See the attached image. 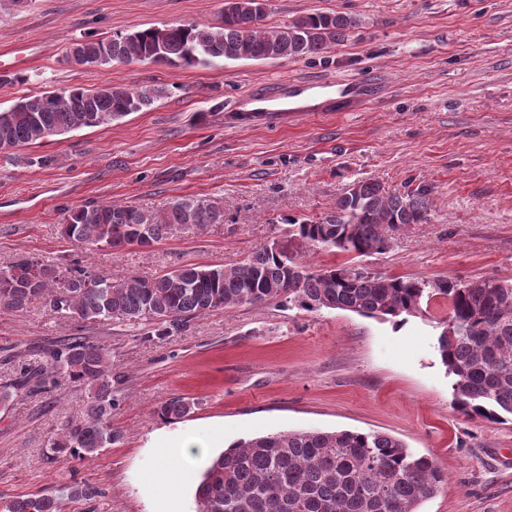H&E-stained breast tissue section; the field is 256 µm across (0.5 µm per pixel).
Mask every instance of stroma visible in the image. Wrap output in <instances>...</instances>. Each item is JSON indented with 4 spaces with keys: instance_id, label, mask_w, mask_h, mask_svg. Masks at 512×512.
I'll use <instances>...</instances> for the list:
<instances>
[{
    "instance_id": "obj_1",
    "label": "stroma",
    "mask_w": 512,
    "mask_h": 512,
    "mask_svg": "<svg viewBox=\"0 0 512 512\" xmlns=\"http://www.w3.org/2000/svg\"><path fill=\"white\" fill-rule=\"evenodd\" d=\"M224 0H0V54L28 58L0 107L63 87L163 86L145 112L22 147L47 167L0 158V267L17 256L69 266L79 260L120 281L188 264H235L291 234L290 219L336 209L354 181L425 188L430 220L393 232L367 264L390 276L512 283V0H269L265 25L306 12H342L355 26L311 58L194 67L69 64L86 36L152 26L217 25ZM377 83L358 112H302L271 122L235 120L249 89L277 80ZM182 196L220 204L224 221L172 227L149 247L96 254L60 233L68 208L130 202L161 212ZM448 305L433 300L403 324L283 304L238 306L161 338L124 322L92 325L34 306L0 316V388L21 364L69 336L107 347L115 366L112 428L98 455L61 461L48 437L80 418L87 389L60 378L49 392H18L0 407V498L98 486L91 504L63 512H158L152 480L187 469L175 512H196L195 486L212 457L238 440L279 431H377L402 440L448 474L421 512H512V422L463 415L437 349ZM193 399L169 421L154 410ZM192 446L177 453L183 440Z\"/></svg>"
}]
</instances>
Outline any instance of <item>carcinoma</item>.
<instances>
[{
  "mask_svg": "<svg viewBox=\"0 0 512 512\" xmlns=\"http://www.w3.org/2000/svg\"><path fill=\"white\" fill-rule=\"evenodd\" d=\"M218 26L164 25L84 39L70 54L79 65L116 62L206 65L215 59L263 60L318 56L343 40L355 19L342 12H313L284 27L262 24L260 0H229ZM167 90L106 84L69 87L23 97L0 109V152L12 164L48 166L51 156L22 157L13 149L83 128L99 127L150 108ZM427 191L389 190L359 180L336 202L334 214L293 220L301 245L338 249L367 257L385 252L391 232L404 224H426ZM224 222L217 203L196 197L173 200L163 212L131 203H94L68 210L62 236L90 252L134 244L133 231L146 225L151 246L173 224L201 228ZM350 232L349 245L336 238ZM449 304L452 335L438 337V351L453 376L456 407L470 416L512 422V284L447 277L348 274L345 266L311 268L292 253L263 248L222 267L184 265L154 277L118 282L77 264L61 272L28 256L0 269V315L41 305L84 323L114 320L150 325L159 335L179 330L193 318L233 306L287 303L307 312L344 310L399 322L421 311L422 301ZM66 375L91 387L82 420L49 436L52 454L62 460L88 458L117 439L112 432V357L103 347L77 336L45 350L40 365L25 370L0 389V405L20 388L44 391ZM195 403L173 397L154 413L163 419L188 416ZM447 484L430 457L411 451L382 433L286 431L239 441L214 456L196 487L197 512H420L421 503ZM100 490L88 482L65 484L48 493L0 503V512H62V503L92 501Z\"/></svg>",
  "mask_w": 512,
  "mask_h": 512,
  "instance_id": "1",
  "label": "carcinoma"
}]
</instances>
